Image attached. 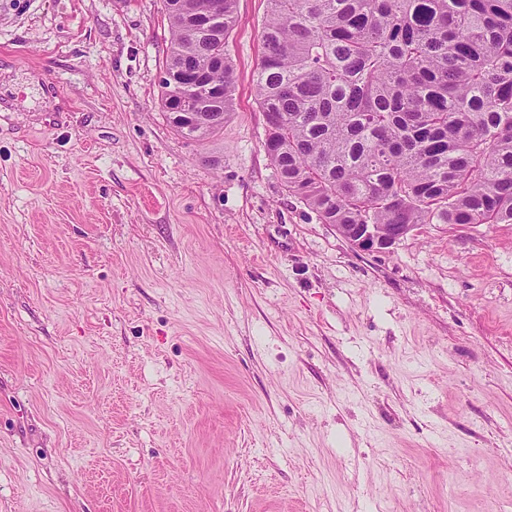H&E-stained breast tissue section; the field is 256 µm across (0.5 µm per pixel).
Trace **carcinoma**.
<instances>
[{"mask_svg":"<svg viewBox=\"0 0 512 512\" xmlns=\"http://www.w3.org/2000/svg\"><path fill=\"white\" fill-rule=\"evenodd\" d=\"M237 0H163L160 104L186 96L210 124L234 109ZM254 80L282 122L268 154L325 224H512V0H267ZM197 72L187 92L182 72Z\"/></svg>","mask_w":512,"mask_h":512,"instance_id":"1","label":"carcinoma"}]
</instances>
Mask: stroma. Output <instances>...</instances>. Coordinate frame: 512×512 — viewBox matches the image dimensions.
I'll use <instances>...</instances> for the list:
<instances>
[{
  "mask_svg": "<svg viewBox=\"0 0 512 512\" xmlns=\"http://www.w3.org/2000/svg\"><path fill=\"white\" fill-rule=\"evenodd\" d=\"M235 110L160 107L162 0H0V512H512V224L354 250Z\"/></svg>",
  "mask_w": 512,
  "mask_h": 512,
  "instance_id": "35a3bbf8",
  "label": "stroma"
}]
</instances>
